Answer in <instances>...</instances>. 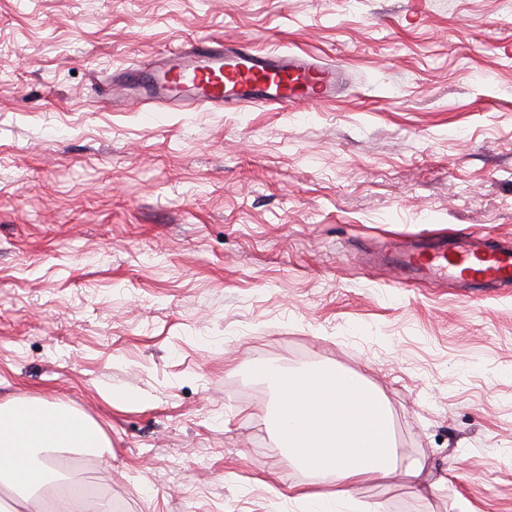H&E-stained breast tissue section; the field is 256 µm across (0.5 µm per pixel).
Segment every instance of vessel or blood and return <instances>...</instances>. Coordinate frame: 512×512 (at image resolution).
I'll list each match as a JSON object with an SVG mask.
<instances>
[{"mask_svg":"<svg viewBox=\"0 0 512 512\" xmlns=\"http://www.w3.org/2000/svg\"><path fill=\"white\" fill-rule=\"evenodd\" d=\"M347 83L343 69L317 56L207 37L117 70L100 96L116 109L132 103L179 111L296 109L336 100ZM393 266L403 281L449 276L473 292L512 285V247L481 236L454 245L444 236L418 238Z\"/></svg>","mask_w":512,"mask_h":512,"instance_id":"obj_1","label":"vessel or blood"}]
</instances>
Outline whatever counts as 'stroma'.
<instances>
[{
    "instance_id": "35a3bbf8",
    "label": "stroma",
    "mask_w": 512,
    "mask_h": 512,
    "mask_svg": "<svg viewBox=\"0 0 512 512\" xmlns=\"http://www.w3.org/2000/svg\"><path fill=\"white\" fill-rule=\"evenodd\" d=\"M203 36L351 87L299 112L97 97ZM430 232L512 241V0H0V403L103 430L110 454L69 474L93 502L333 498L281 447L262 359L383 397L401 464L352 489L361 512H512V288L397 284L380 250Z\"/></svg>"
}]
</instances>
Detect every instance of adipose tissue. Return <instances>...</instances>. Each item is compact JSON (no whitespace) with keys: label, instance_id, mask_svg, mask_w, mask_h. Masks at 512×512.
<instances>
[{"label":"adipose tissue","instance_id":"adipose-tissue-1","mask_svg":"<svg viewBox=\"0 0 512 512\" xmlns=\"http://www.w3.org/2000/svg\"><path fill=\"white\" fill-rule=\"evenodd\" d=\"M251 370L277 389L280 438L297 466L349 486L397 466L385 402L359 377L337 368L290 377L262 359ZM27 406L32 414L22 418L18 404H0V484L20 496L24 512H60L62 499L42 493L54 478L44 452H94L109 442L80 413L35 400Z\"/></svg>","mask_w":512,"mask_h":512}]
</instances>
